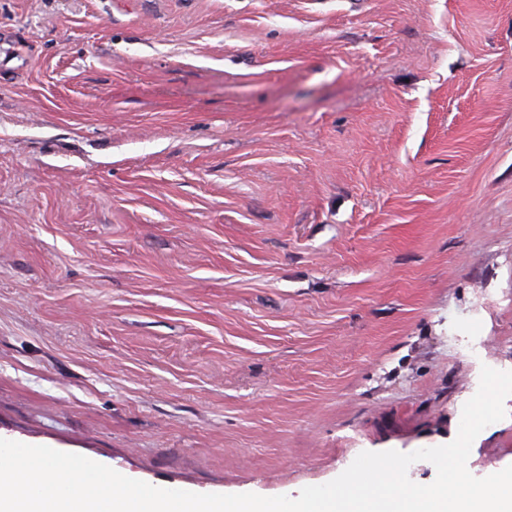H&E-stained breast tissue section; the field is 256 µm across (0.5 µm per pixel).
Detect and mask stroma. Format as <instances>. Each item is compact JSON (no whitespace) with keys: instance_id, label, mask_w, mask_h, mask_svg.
<instances>
[{"instance_id":"obj_1","label":"stroma","mask_w":512,"mask_h":512,"mask_svg":"<svg viewBox=\"0 0 512 512\" xmlns=\"http://www.w3.org/2000/svg\"><path fill=\"white\" fill-rule=\"evenodd\" d=\"M4 35L0 438L294 496L512 371V0H0Z\"/></svg>"}]
</instances>
